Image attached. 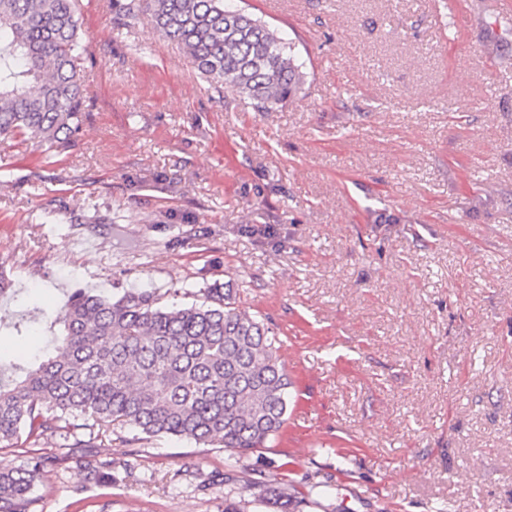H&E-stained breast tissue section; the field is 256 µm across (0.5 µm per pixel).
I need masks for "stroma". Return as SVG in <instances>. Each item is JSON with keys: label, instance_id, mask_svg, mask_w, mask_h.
Here are the masks:
<instances>
[{"label": "stroma", "instance_id": "stroma-1", "mask_svg": "<svg viewBox=\"0 0 512 512\" xmlns=\"http://www.w3.org/2000/svg\"><path fill=\"white\" fill-rule=\"evenodd\" d=\"M247 2L304 64L273 112L84 0L73 146L0 137V364L74 289L227 283L278 339L287 422L245 454L117 428L103 481L47 439L34 512H512V0Z\"/></svg>", "mask_w": 512, "mask_h": 512}]
</instances>
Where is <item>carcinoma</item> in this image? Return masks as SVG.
<instances>
[{"label": "carcinoma", "mask_w": 512, "mask_h": 512, "mask_svg": "<svg viewBox=\"0 0 512 512\" xmlns=\"http://www.w3.org/2000/svg\"><path fill=\"white\" fill-rule=\"evenodd\" d=\"M118 15H151L218 90L273 112L296 96L303 64L295 44L226 0H125ZM80 0H0V136L59 152L83 122ZM55 352L24 376L0 378V446L68 440L83 418L232 452L265 448L288 413L291 381L269 327L232 289L204 288L183 305L154 288L103 297L74 291L56 312ZM48 480L41 457L0 473V512H33L31 490Z\"/></svg>", "instance_id": "1"}]
</instances>
